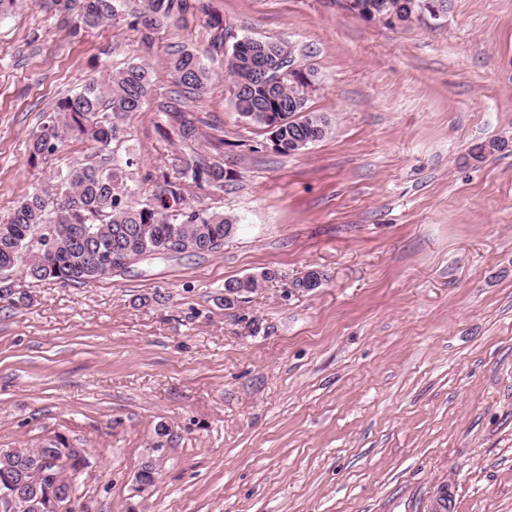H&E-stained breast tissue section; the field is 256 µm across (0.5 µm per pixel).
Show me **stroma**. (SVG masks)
I'll return each instance as SVG.
<instances>
[{"mask_svg":"<svg viewBox=\"0 0 512 512\" xmlns=\"http://www.w3.org/2000/svg\"><path fill=\"white\" fill-rule=\"evenodd\" d=\"M226 41L272 39L313 69L325 138L266 148L204 57L191 111L217 122L235 174L191 188L231 216L213 254L148 257L86 285L13 275L0 304V448L55 434L86 449L75 512H512V0H449L440 19L367 22L333 0H204ZM114 22L72 33L48 0L0 18V222L39 168L43 112L89 79L146 63L155 86L110 149L145 184L186 148L165 135L172 51L202 14L145 41ZM311 269L312 290L292 283ZM272 272L238 307L226 282ZM170 430L154 485L135 475Z\"/></svg>","mask_w":512,"mask_h":512,"instance_id":"stroma-1","label":"stroma"}]
</instances>
